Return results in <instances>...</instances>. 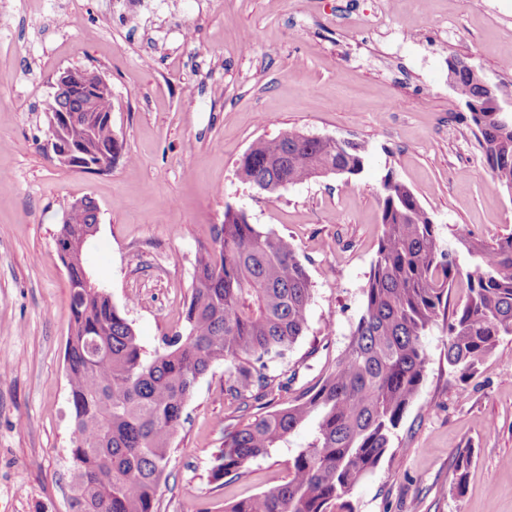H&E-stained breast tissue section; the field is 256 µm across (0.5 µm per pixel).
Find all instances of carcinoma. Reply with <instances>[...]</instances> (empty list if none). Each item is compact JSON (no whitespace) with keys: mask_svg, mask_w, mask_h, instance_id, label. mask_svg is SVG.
<instances>
[{"mask_svg":"<svg viewBox=\"0 0 512 512\" xmlns=\"http://www.w3.org/2000/svg\"><path fill=\"white\" fill-rule=\"evenodd\" d=\"M84 111L67 96L48 108L69 111L67 141L95 149L89 164L123 146L107 110ZM493 178L512 186V113L469 112ZM357 142L329 146L298 132L254 141L238 175L262 190L294 185L325 172L354 175L363 167ZM56 239L71 288L66 345L73 417L70 512H154L174 435L198 380L225 366L226 393L247 410L268 395L270 367L304 335L312 284L287 237L249 222L230 207L224 223L196 249L194 284L182 328L149 353L87 266V233L96 206L72 217ZM381 236L363 288L364 308L345 348L314 387L287 405L249 416L224 431L212 477L236 475L246 462L288 443L306 423L311 442L289 461L288 480L234 501L225 512H353L350 495L388 454L429 364L421 338L442 323L448 367L463 380L476 372L499 339L512 336V234L493 245L462 239L473 259L468 296L449 309L459 270L441 248L437 228L402 182L383 184ZM470 455L458 453L454 482L464 487Z\"/></svg>","mask_w":512,"mask_h":512,"instance_id":"obj_1","label":"carcinoma"}]
</instances>
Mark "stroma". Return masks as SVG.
I'll return each instance as SVG.
<instances>
[{
  "mask_svg": "<svg viewBox=\"0 0 512 512\" xmlns=\"http://www.w3.org/2000/svg\"><path fill=\"white\" fill-rule=\"evenodd\" d=\"M0 0V512H68L66 377L70 288L55 252L68 204L99 209L88 262L146 351L182 325L199 242L226 207L288 236L313 286L305 335L273 374L317 383L363 310L381 235L382 184H406L461 271L460 245L512 234L467 110L448 84L466 59L512 100V0ZM191 40H184V31ZM98 70L123 143L110 172L58 165L42 148L59 70ZM293 131L361 143L363 170L276 194L242 181L257 139ZM443 326L422 338L429 365L386 458L354 488V512H512V336L467 381L448 367ZM223 365L188 400L155 512H224L283 484L312 427L214 480L224 429L240 412ZM469 449L464 489L455 455Z\"/></svg>",
  "mask_w": 512,
  "mask_h": 512,
  "instance_id": "stroma-1",
  "label": "stroma"
}]
</instances>
